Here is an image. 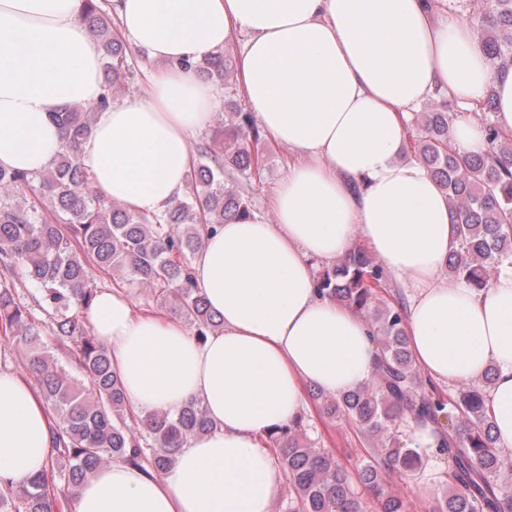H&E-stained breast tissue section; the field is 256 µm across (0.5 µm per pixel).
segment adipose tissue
I'll return each instance as SVG.
<instances>
[{"instance_id":"1","label":"adipose tissue","mask_w":512,"mask_h":512,"mask_svg":"<svg viewBox=\"0 0 512 512\" xmlns=\"http://www.w3.org/2000/svg\"><path fill=\"white\" fill-rule=\"evenodd\" d=\"M129 44L158 61L145 95L96 112L80 160L96 194L147 214L181 200L217 104L179 68L239 45L245 104L293 162L272 216L221 224L193 256L224 321L205 340L141 312L129 289H100L87 317L110 351L129 411L198 401L213 424L158 475L120 460L72 491L76 512H272L286 476L268 435L304 412L306 385L340 395L369 382L370 325L319 295L313 263L364 243L408 291L415 365L450 386L494 368L485 406L512 455V266L482 291L448 284L456 245L448 201L427 166L403 156L406 120L435 90L469 106L487 85L512 136V65L490 70L473 23L448 0H110ZM82 0H0V168L29 173L63 148L52 119L103 88V51ZM52 419L39 392L0 368V494L45 469Z\"/></svg>"}]
</instances>
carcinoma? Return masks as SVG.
Listing matches in <instances>:
<instances>
[{"mask_svg":"<svg viewBox=\"0 0 512 512\" xmlns=\"http://www.w3.org/2000/svg\"><path fill=\"white\" fill-rule=\"evenodd\" d=\"M81 20L104 49V83L91 105L74 103L56 113L65 151L47 169L29 174L0 169V334L19 346L24 364L53 413V449L48 469L0 495V512H59L70 487L121 458L146 464L159 474L193 436L211 429L206 408L191 402L177 413L154 411L136 420L128 414L120 379L112 372L108 347L89 331L85 311L97 295L93 272L119 274L118 287L145 288L205 338L221 326L191 271L202 248L204 227L248 216L252 200L237 188L258 170L252 144L262 138L254 116L226 101L231 128L200 147L182 200L162 214H145L109 203L92 190L79 159L91 135L96 111L113 102V92L129 70L127 47L112 17L98 0H83ZM479 45L488 66L512 63V0H491L477 16ZM184 69L218 86L229 85L230 55L218 51ZM483 112L486 148L460 150L449 138L448 113L439 108L417 115L419 136L413 153L445 193L456 247L448 275L478 290L503 262L512 259V137L499 133L495 91L477 101ZM20 268L40 291L38 306L48 322L35 321L17 298L9 274ZM386 273L372 255L355 247L331 266L315 271L319 293L359 315H370L376 331L378 364L373 379L343 396L321 391L323 414L342 418L380 445L377 457L351 475L305 432V417L269 434L267 444L288 483V512H366L361 491L371 492L374 512H409L404 497L388 488L424 465L407 447L408 421L430 424L439 436L436 456L447 461L444 487L432 512H512V458L494 447V426L484 390L492 372L477 385H461L448 395L414 365L405 336L406 306L380 295ZM71 351L82 378L55 360L52 348ZM64 485L58 487L56 476Z\"/></svg>","mask_w":512,"mask_h":512,"instance_id":"obj_1","label":"carcinoma"}]
</instances>
